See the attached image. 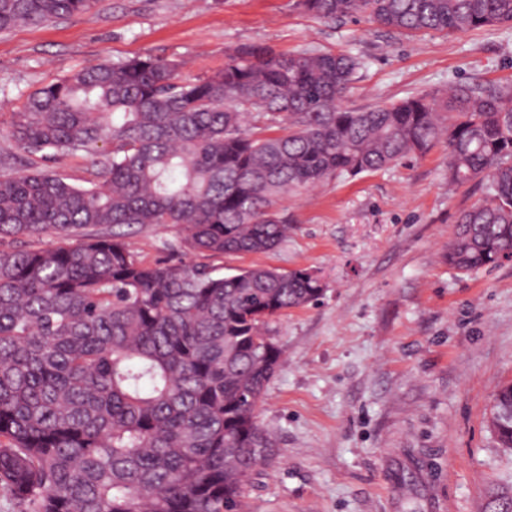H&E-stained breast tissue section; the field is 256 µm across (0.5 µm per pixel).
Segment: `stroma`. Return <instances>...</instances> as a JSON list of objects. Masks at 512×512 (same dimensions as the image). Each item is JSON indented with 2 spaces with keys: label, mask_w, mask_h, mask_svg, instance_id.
<instances>
[{
  "label": "stroma",
  "mask_w": 512,
  "mask_h": 512,
  "mask_svg": "<svg viewBox=\"0 0 512 512\" xmlns=\"http://www.w3.org/2000/svg\"><path fill=\"white\" fill-rule=\"evenodd\" d=\"M251 44L363 58L350 108L452 83L512 84V26L411 37L318 18L296 0H104L0 32V171L26 160L4 132L12 110L82 66L156 56L195 80ZM482 196L476 183L449 182L441 145L280 196L288 237L269 253L189 254L179 229H131L147 263L220 276L308 267L325 283L272 325L281 365L258 414L276 447L249 489L250 512H491L494 496L512 494V449L489 427L494 393L512 381V260L466 275L443 259L459 212Z\"/></svg>",
  "instance_id": "1"
}]
</instances>
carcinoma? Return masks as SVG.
<instances>
[{
    "instance_id": "carcinoma-1",
    "label": "carcinoma",
    "mask_w": 512,
    "mask_h": 512,
    "mask_svg": "<svg viewBox=\"0 0 512 512\" xmlns=\"http://www.w3.org/2000/svg\"><path fill=\"white\" fill-rule=\"evenodd\" d=\"M103 0H0V31ZM324 19L365 16L399 33L512 25V0H299ZM352 54L227 51L185 80L151 56L99 61L30 93L9 133L27 155L0 172V488L25 512H246L273 455L257 407L281 351L270 324L324 291L317 272L146 264L115 227H177L188 252L276 249L285 193L448 147V180L485 183L445 261L462 274L512 257V86L457 83L370 109L344 98ZM112 153L89 186L38 167ZM103 227L79 240V230Z\"/></svg>"
}]
</instances>
